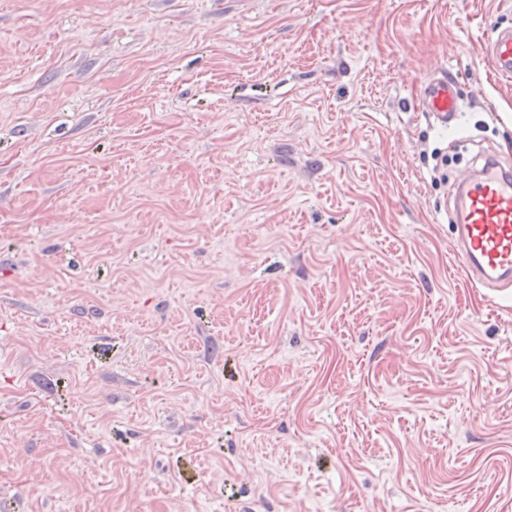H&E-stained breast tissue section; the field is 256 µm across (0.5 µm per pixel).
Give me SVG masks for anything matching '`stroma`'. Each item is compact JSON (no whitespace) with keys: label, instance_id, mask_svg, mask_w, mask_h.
Listing matches in <instances>:
<instances>
[{"label":"stroma","instance_id":"stroma-1","mask_svg":"<svg viewBox=\"0 0 512 512\" xmlns=\"http://www.w3.org/2000/svg\"><path fill=\"white\" fill-rule=\"evenodd\" d=\"M512 0H0V512H512V307L417 109L512 161ZM482 55L499 76H512V27L497 28L480 47ZM417 100L420 112L446 129L458 130L462 117L461 98L455 77L448 70L427 76L421 83Z\"/></svg>","mask_w":512,"mask_h":512}]
</instances>
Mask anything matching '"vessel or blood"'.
Masks as SVG:
<instances>
[{"mask_svg": "<svg viewBox=\"0 0 512 512\" xmlns=\"http://www.w3.org/2000/svg\"><path fill=\"white\" fill-rule=\"evenodd\" d=\"M499 76H512V27L496 29L480 47ZM420 111L442 127L461 124V98L452 73L427 76L417 97ZM455 238L453 253L468 282L493 300L512 299V165L480 155L451 190Z\"/></svg>", "mask_w": 512, "mask_h": 512, "instance_id": "1", "label": "vessel or blood"}]
</instances>
